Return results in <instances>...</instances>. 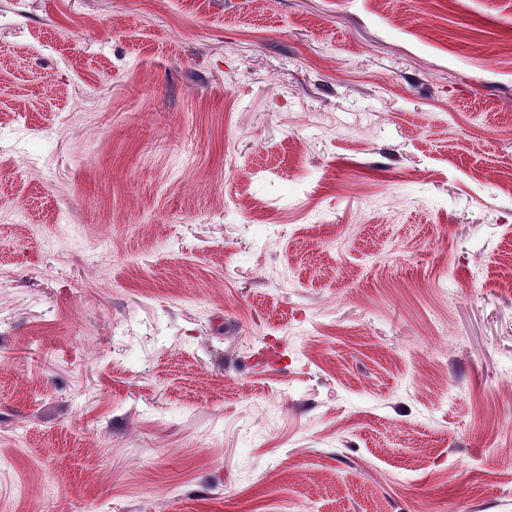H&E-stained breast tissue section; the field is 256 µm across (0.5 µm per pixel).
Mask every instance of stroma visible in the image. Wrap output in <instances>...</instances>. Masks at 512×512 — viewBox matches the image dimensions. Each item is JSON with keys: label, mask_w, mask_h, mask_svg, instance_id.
<instances>
[{"label": "stroma", "mask_w": 512, "mask_h": 512, "mask_svg": "<svg viewBox=\"0 0 512 512\" xmlns=\"http://www.w3.org/2000/svg\"><path fill=\"white\" fill-rule=\"evenodd\" d=\"M512 0H0V512H512Z\"/></svg>", "instance_id": "stroma-1"}]
</instances>
